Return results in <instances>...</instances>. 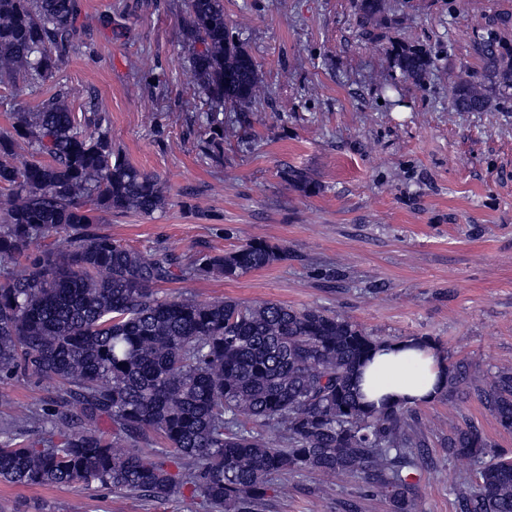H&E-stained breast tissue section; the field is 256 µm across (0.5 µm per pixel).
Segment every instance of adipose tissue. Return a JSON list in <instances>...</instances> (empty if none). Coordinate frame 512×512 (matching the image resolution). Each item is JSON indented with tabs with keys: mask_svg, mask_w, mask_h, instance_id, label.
<instances>
[{
	"mask_svg": "<svg viewBox=\"0 0 512 512\" xmlns=\"http://www.w3.org/2000/svg\"><path fill=\"white\" fill-rule=\"evenodd\" d=\"M441 361L432 347L418 350L399 342L381 346L362 370L360 392L368 401L431 402L446 385L439 377Z\"/></svg>",
	"mask_w": 512,
	"mask_h": 512,
	"instance_id": "adipose-tissue-1",
	"label": "adipose tissue"
}]
</instances>
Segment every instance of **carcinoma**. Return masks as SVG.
I'll return each mask as SVG.
<instances>
[{"mask_svg": "<svg viewBox=\"0 0 512 512\" xmlns=\"http://www.w3.org/2000/svg\"><path fill=\"white\" fill-rule=\"evenodd\" d=\"M185 7L180 53L207 98L209 131L222 137L225 107L251 112L270 93L224 20V0ZM385 10V0H355L359 36L374 35ZM78 21L77 0H0V80L52 78L76 49ZM511 30L512 13L485 18L472 42L477 80L455 86L457 111L486 112L492 93L512 89ZM394 57L417 86L435 68L425 44L399 45ZM104 123L99 112L76 115L58 93L13 113L0 132V380L31 372L54 393L20 419L0 398V481L96 484L154 501L187 488L222 512H262L276 478L307 471L358 481L342 512L377 495L389 512H417L413 476L436 460L415 409L378 407L358 388L384 340L318 308L159 295L177 278L238 279L288 250L251 240L185 263L99 232L106 216H150L167 201L157 176L112 148ZM18 148L31 155L22 168L10 161ZM446 370V394L476 395L512 430L511 367L484 375L457 359ZM30 419L48 439L29 438ZM269 430L284 445L271 444ZM447 448L477 465L474 482L452 488L457 512H512V452L469 424L454 428Z\"/></svg>", "mask_w": 512, "mask_h": 512, "instance_id": "carcinoma-1", "label": "carcinoma"}]
</instances>
